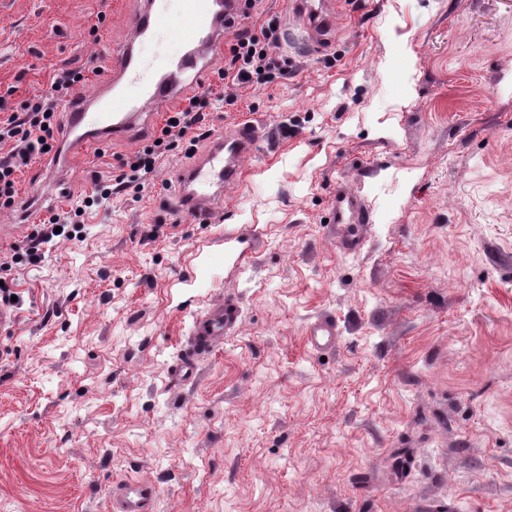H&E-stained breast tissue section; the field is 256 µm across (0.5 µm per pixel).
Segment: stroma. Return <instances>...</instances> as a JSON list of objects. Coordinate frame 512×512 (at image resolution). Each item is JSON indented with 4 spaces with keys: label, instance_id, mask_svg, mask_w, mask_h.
<instances>
[{
    "label": "stroma",
    "instance_id": "1",
    "mask_svg": "<svg viewBox=\"0 0 512 512\" xmlns=\"http://www.w3.org/2000/svg\"><path fill=\"white\" fill-rule=\"evenodd\" d=\"M144 0H0V118L80 68L108 75ZM319 52L280 34L287 75L225 105L212 136L267 133L211 223L175 213L184 148L15 271L0 329V512H108L159 483L157 512H512V0H344ZM18 172L0 258L159 134ZM370 220L348 247L337 191ZM253 246L251 264L231 256ZM238 330L169 375L224 297ZM335 319L334 348L305 344ZM409 454L405 470L394 467ZM160 486L156 483L129 479L112 487L110 511L154 512Z\"/></svg>",
    "mask_w": 512,
    "mask_h": 512
}]
</instances>
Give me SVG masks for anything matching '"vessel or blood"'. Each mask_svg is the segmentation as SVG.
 <instances>
[{
    "label": "vessel or blood",
    "instance_id": "obj_1",
    "mask_svg": "<svg viewBox=\"0 0 512 512\" xmlns=\"http://www.w3.org/2000/svg\"><path fill=\"white\" fill-rule=\"evenodd\" d=\"M331 0H290L292 14L304 21V42L317 46L325 41L332 25L328 15ZM217 0H149L146 8L130 18L132 38L114 53L111 74L90 97L68 109L67 136L60 150L62 158L107 139L124 138L137 125L147 109L165 106L181 90L190 71H198L204 55L221 46L224 22L218 19ZM165 36L179 46L159 78L145 79L149 68L142 47ZM137 95H129L130 86ZM262 139L252 122L239 125L232 133L215 138L205 153L181 169L178 207L198 223H210L214 208L224 200V191L241 183L243 161L253 155ZM331 220L336 224L366 222L367 217L346 192H338ZM240 310L232 299L211 305L193 330V353L173 371L174 379L189 378L194 357L215 350L239 322ZM307 344L315 350L335 345L336 325L328 319L311 324ZM160 487L154 483L129 479L117 483L110 497L111 512H155Z\"/></svg>",
    "mask_w": 512,
    "mask_h": 512
}]
</instances>
